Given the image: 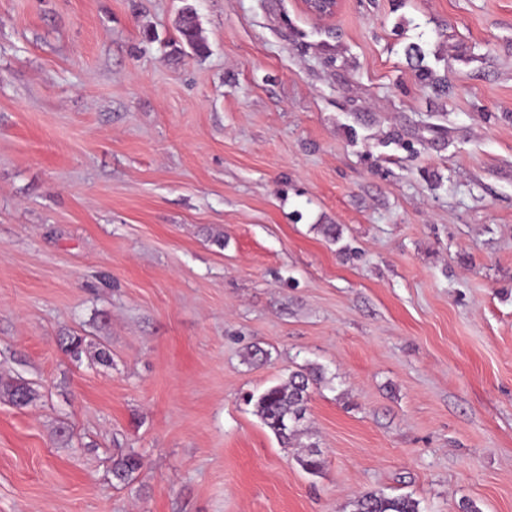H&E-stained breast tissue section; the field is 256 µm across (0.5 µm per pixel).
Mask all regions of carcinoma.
Here are the masks:
<instances>
[{
    "label": "carcinoma",
    "mask_w": 512,
    "mask_h": 512,
    "mask_svg": "<svg viewBox=\"0 0 512 512\" xmlns=\"http://www.w3.org/2000/svg\"><path fill=\"white\" fill-rule=\"evenodd\" d=\"M179 34L186 46L195 53H203L206 44L201 36L197 16L190 10L182 13ZM62 351L79 360L84 354H93L101 364L111 362L110 354L103 350H92V343L80 335L64 336L60 339ZM323 380L319 369L292 373L288 380L267 388L257 398L255 405L264 424L278 440L289 446L304 431L307 403L314 385ZM0 398L18 407H26L39 399V392L32 383L12 376H0ZM298 464L309 474H317L323 467L320 451L310 449L297 457ZM142 466L140 456L129 451L112 462L113 479L119 483L131 480ZM353 512H420L419 502L409 496H390L381 492H366L354 501Z\"/></svg>",
    "instance_id": "obj_1"
}]
</instances>
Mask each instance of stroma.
I'll use <instances>...</instances> for the list:
<instances>
[{
	"label": "stroma",
	"instance_id": "obj_1",
	"mask_svg": "<svg viewBox=\"0 0 512 512\" xmlns=\"http://www.w3.org/2000/svg\"><path fill=\"white\" fill-rule=\"evenodd\" d=\"M1 373L0 512H512V0H0ZM178 31L183 43L194 53L205 52L206 44L200 33L197 16L191 10L182 13ZM60 347L62 351L70 355V357L79 360L83 354H89L93 352V359L101 364H107L111 362L110 354L103 349L91 351L92 343L87 341L86 336L80 335H69L62 336L60 339ZM323 380L319 369L292 373L288 380L267 388L255 405L264 424L285 446L304 431L307 403L314 385ZM40 395L32 383L12 376H0V398L12 405L26 407L35 403ZM142 466L140 456L134 451L120 454L112 462V476L118 483H125L131 480ZM353 512H420L419 502L410 496L366 492L354 501Z\"/></svg>",
	"mask_w": 512,
	"mask_h": 512
}]
</instances>
